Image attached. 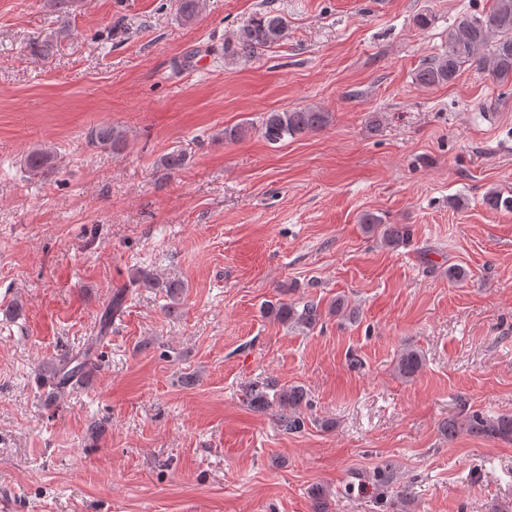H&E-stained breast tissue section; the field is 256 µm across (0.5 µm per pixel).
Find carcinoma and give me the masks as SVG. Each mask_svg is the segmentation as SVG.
<instances>
[{
    "mask_svg": "<svg viewBox=\"0 0 512 512\" xmlns=\"http://www.w3.org/2000/svg\"><path fill=\"white\" fill-rule=\"evenodd\" d=\"M202 0H179V19L191 24L199 18ZM287 20L272 10L255 14L242 25L232 39L224 42V57L231 60L252 59L265 49L277 44L285 35ZM54 39L36 40L27 45L28 53L45 58L53 50ZM473 65L493 79L512 82V0H495L486 13H467L448 27V47L443 53L423 61L415 73V83L422 87L449 85L455 81L461 69ZM329 115L311 108L274 110L263 115L258 128L259 135L270 144L296 138L317 131L327 125ZM91 140L99 147L118 150L123 136L111 126H102L92 133ZM50 155L43 150H33L27 156V169L33 176L44 173L50 163ZM482 203L490 210L512 211V193L492 188L484 194ZM360 223L369 234H378L388 248L406 244L411 236L407 224H385L380 216L367 212ZM265 316L301 331L310 332L322 319L317 303L267 302L262 307ZM92 364L91 349L76 355H64L41 369L43 381L56 391L77 389L83 385ZM423 365V355L414 349H406L397 358L394 370L397 376L410 380ZM250 405L269 409L276 408L278 426L288 432L301 428L300 413L306 402V392L298 385L285 386L274 379L254 383L246 389ZM442 429L452 440L465 432L469 435L490 439H512V414L489 415L483 411L465 409L448 417ZM392 463L379 465L359 484L360 491L371 490L372 507L384 512L391 497L410 495V487H394Z\"/></svg>",
    "mask_w": 512,
    "mask_h": 512,
    "instance_id": "obj_1",
    "label": "carcinoma"
}]
</instances>
